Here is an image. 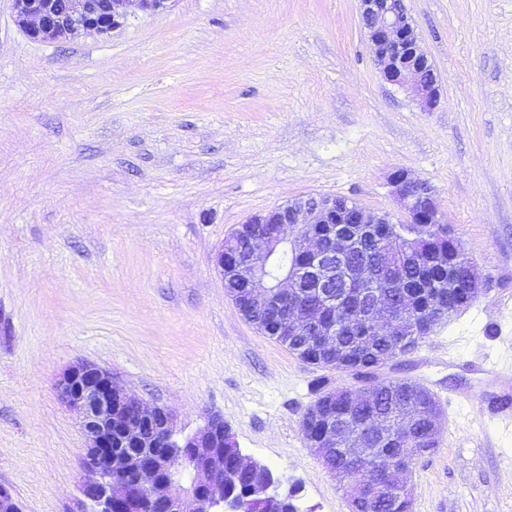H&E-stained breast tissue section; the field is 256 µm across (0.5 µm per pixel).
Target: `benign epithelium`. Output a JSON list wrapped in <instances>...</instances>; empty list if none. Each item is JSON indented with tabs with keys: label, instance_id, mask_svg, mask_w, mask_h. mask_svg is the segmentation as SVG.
Segmentation results:
<instances>
[{
	"label": "benign epithelium",
	"instance_id": "1",
	"mask_svg": "<svg viewBox=\"0 0 512 512\" xmlns=\"http://www.w3.org/2000/svg\"><path fill=\"white\" fill-rule=\"evenodd\" d=\"M171 0H12L15 21L31 38L65 43L80 34H107L120 28L130 9L158 13ZM361 18L371 42L375 62L383 78L410 87L426 110L438 103L437 78L416 29L396 0H360ZM390 183L408 224H427L429 230L413 238L417 251L438 240L448 246L433 251L432 263L448 273V289L419 272L401 294L391 298L374 289L375 270L360 261H346L345 225H357L356 234L390 232L394 223L388 213L369 215L357 204L339 207L334 196L298 197L248 220L249 247L242 252L224 242L215 262L219 272L229 271L239 286L234 303L239 309L262 316L273 315L277 336H310L320 352L333 349L339 334L336 318L323 319L322 311L336 312L349 305L348 321L357 326L360 340L347 357H358L370 345L375 326L386 324L394 345L411 336L430 332L448 309L450 289L458 287L457 272L448 262V251L457 242L438 207L432 188L403 170L390 175ZM290 252L306 264L288 268L275 278L269 271L273 259ZM314 281L318 307L302 299L305 278ZM59 398L75 410L86 438L80 486L74 512H143L145 503L156 512H242V501L224 487L236 473L256 470L263 464L237 453L235 469H224L218 449L233 439L218 415L191 435L177 437L170 413L149 407L130 396L100 367L77 363L65 369L55 383ZM438 410L420 398L398 406L396 432L377 418L369 430L350 416L325 419L316 409L306 410L303 422L320 427L313 447L329 471L352 477V505L386 498L383 481L389 473L409 471L406 448H392L398 438L412 440L421 433L436 436ZM166 448L149 462L133 452L151 448L156 438ZM253 499L272 508L278 501L274 483L252 490Z\"/></svg>",
	"mask_w": 512,
	"mask_h": 512
}]
</instances>
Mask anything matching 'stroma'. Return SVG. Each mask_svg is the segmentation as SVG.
I'll list each match as a JSON object with an SVG mask.
<instances>
[{
	"mask_svg": "<svg viewBox=\"0 0 512 512\" xmlns=\"http://www.w3.org/2000/svg\"><path fill=\"white\" fill-rule=\"evenodd\" d=\"M438 78L427 111L379 72L359 0H173L105 35L38 41L0 0V485L68 512L84 437L55 382L90 362L191 433L223 416L238 448L352 512L301 421L316 383L224 291L215 254L300 196L399 214L388 178L426 182L481 277L466 309L382 367L439 401L437 448L408 472L412 512H512V0H404ZM469 392L458 403L457 393Z\"/></svg>",
	"mask_w": 512,
	"mask_h": 512,
	"instance_id": "stroma-1",
	"label": "stroma"
}]
</instances>
